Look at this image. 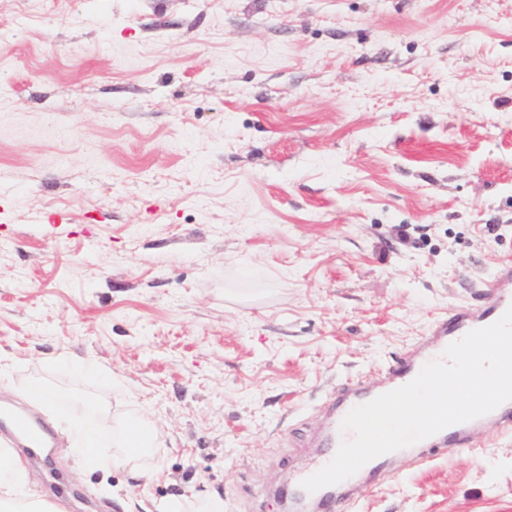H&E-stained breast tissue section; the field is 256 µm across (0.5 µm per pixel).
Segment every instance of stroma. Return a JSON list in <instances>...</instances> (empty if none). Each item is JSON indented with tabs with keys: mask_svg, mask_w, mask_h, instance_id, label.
Instances as JSON below:
<instances>
[{
	"mask_svg": "<svg viewBox=\"0 0 512 512\" xmlns=\"http://www.w3.org/2000/svg\"><path fill=\"white\" fill-rule=\"evenodd\" d=\"M503 263L512 0H0V402L52 393L63 512H286L337 391ZM73 419L160 437L104 473ZM474 439L350 512H512V425Z\"/></svg>",
	"mask_w": 512,
	"mask_h": 512,
	"instance_id": "obj_1",
	"label": "stroma"
}]
</instances>
